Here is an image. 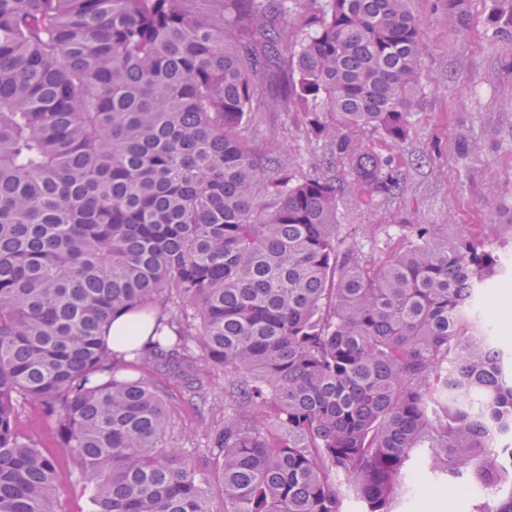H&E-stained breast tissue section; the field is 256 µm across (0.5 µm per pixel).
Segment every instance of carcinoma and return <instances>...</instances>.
Here are the masks:
<instances>
[{
	"instance_id": "cac0c4a2",
	"label": "carcinoma",
	"mask_w": 512,
	"mask_h": 512,
	"mask_svg": "<svg viewBox=\"0 0 512 512\" xmlns=\"http://www.w3.org/2000/svg\"><path fill=\"white\" fill-rule=\"evenodd\" d=\"M408 3L0 0V512H54L66 481L21 431L29 405L93 512H398L420 449L484 494L473 512H512V358L479 309L499 246L409 224L374 260L337 249L339 200L398 187L359 134L407 137ZM439 4L466 34L468 0ZM280 45L342 180L242 135ZM122 311L156 315L130 360L104 339ZM151 362L202 415L224 372L204 445L173 441Z\"/></svg>"
}]
</instances>
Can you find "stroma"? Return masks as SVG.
<instances>
[{"label":"stroma","instance_id":"obj_1","mask_svg":"<svg viewBox=\"0 0 512 512\" xmlns=\"http://www.w3.org/2000/svg\"><path fill=\"white\" fill-rule=\"evenodd\" d=\"M424 23L422 82L414 95L407 139L392 150V168L400 180L396 195L366 207L352 198L339 205L338 242L377 231L379 241L398 237L406 224L447 226L449 232L502 242V256H512V45L496 35L493 9L512 8V0H469L467 35L450 33L437 19L436 0H410ZM245 134L261 147L284 149L299 173L343 177L340 166L326 167L328 152L317 141L304 113L285 108L258 113ZM153 379L175 407L179 443L197 442L201 418L181 402V388L164 369ZM23 432L70 474L76 463L60 448L39 408L26 410ZM401 512H448L450 501H463L472 512L479 494L455 479L430 473L406 478Z\"/></svg>","mask_w":512,"mask_h":512}]
</instances>
